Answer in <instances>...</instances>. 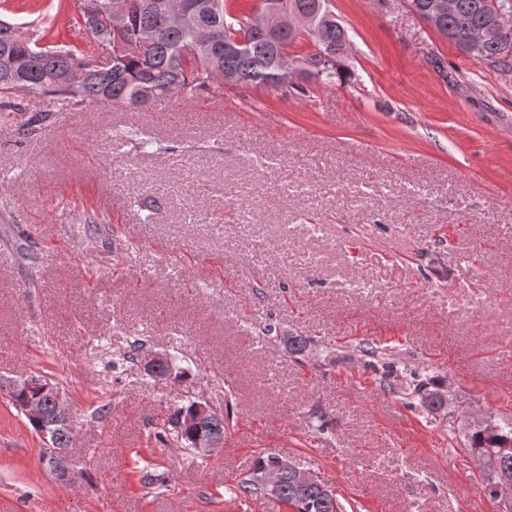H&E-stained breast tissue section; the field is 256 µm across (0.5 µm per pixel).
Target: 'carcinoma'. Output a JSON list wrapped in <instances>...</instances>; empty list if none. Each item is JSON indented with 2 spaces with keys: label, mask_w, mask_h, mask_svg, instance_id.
<instances>
[{
  "label": "carcinoma",
  "mask_w": 512,
  "mask_h": 512,
  "mask_svg": "<svg viewBox=\"0 0 512 512\" xmlns=\"http://www.w3.org/2000/svg\"><path fill=\"white\" fill-rule=\"evenodd\" d=\"M489 0H457L456 10L446 16L438 32L478 62L509 67L512 58L502 55L512 34L494 36L468 49L472 37L494 27ZM124 10L118 30L101 32L93 22L99 8ZM73 25L92 44L87 52L67 41L42 44L37 31L22 38L16 27L0 20V118L21 111L12 100L16 90L29 99L49 97L61 111H82L93 105L112 109H137L155 105L184 92L213 90L224 86L278 88L276 61L299 42L309 40L313 49L293 53L302 61L305 79L331 81L342 74V61L349 50L348 32L336 16L320 15L315 31L281 27L265 31L251 26L252 15H237L226 9L224 0H74ZM413 392L430 412L446 406L445 392L424 382ZM195 403L180 407L167 419L163 433L194 451L193 437L224 433V416L203 418L187 424ZM512 417H502L491 429L476 428L465 437L466 450L485 466L488 452L499 448V465L507 479L497 483L512 487ZM276 455L260 452L252 471L236 492L249 498L264 489L256 474L270 465ZM291 512H342L335 494L325 486L299 487L292 473L282 475L276 495Z\"/></svg>",
  "instance_id": "obj_1"
}]
</instances>
